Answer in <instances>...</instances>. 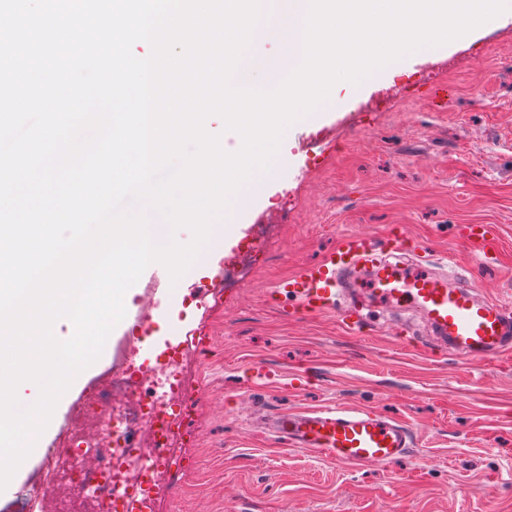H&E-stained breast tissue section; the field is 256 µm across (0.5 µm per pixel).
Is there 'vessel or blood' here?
<instances>
[{"label": "vessel or blood", "instance_id": "1", "mask_svg": "<svg viewBox=\"0 0 512 512\" xmlns=\"http://www.w3.org/2000/svg\"><path fill=\"white\" fill-rule=\"evenodd\" d=\"M404 249L400 233L381 248L369 238L346 236L319 263L280 282L271 293L292 296L303 316L333 313L345 295L347 275L367 264L372 269L368 298L420 315L441 346L461 360L491 363L512 353V308L479 295L474 285L449 286L447 271L420 262L404 271L388 259ZM268 429L291 447L347 466L390 465L412 446L405 424L365 408L336 406L275 415Z\"/></svg>", "mask_w": 512, "mask_h": 512}]
</instances>
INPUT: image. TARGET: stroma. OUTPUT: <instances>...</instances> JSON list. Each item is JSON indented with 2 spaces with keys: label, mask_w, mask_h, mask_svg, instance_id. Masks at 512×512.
<instances>
[{
  "label": "stroma",
  "mask_w": 512,
  "mask_h": 512,
  "mask_svg": "<svg viewBox=\"0 0 512 512\" xmlns=\"http://www.w3.org/2000/svg\"><path fill=\"white\" fill-rule=\"evenodd\" d=\"M287 161L238 217L236 240L209 248L178 293L187 332L208 350L187 369L180 467L158 512H512V355L468 364L415 316L345 298L363 321L290 315L268 290L335 248L394 228L512 303V11L485 29L383 71L339 83L336 99L291 127ZM489 241L470 247L467 227ZM223 288H216V279ZM141 275L107 356L54 414L53 447L89 388L124 354L142 363L155 322ZM144 320L132 329L130 316ZM342 404L405 423L413 446L389 466L354 468L288 447L269 415Z\"/></svg>",
  "instance_id": "1"
}]
</instances>
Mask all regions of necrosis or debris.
I'll return each instance as SVG.
<instances>
[{
    "label": "necrosis or debris",
    "mask_w": 512,
    "mask_h": 512,
    "mask_svg": "<svg viewBox=\"0 0 512 512\" xmlns=\"http://www.w3.org/2000/svg\"><path fill=\"white\" fill-rule=\"evenodd\" d=\"M196 353L186 345L164 364L135 365L124 359L100 380L91 402L72 416L56 448L18 499L16 512H38L54 488L65 487L75 506L112 512L135 491L145 512H157L179 472L174 461L182 444L177 406L184 404L185 367ZM145 432L141 447L123 455L113 449ZM153 457L145 468V457Z\"/></svg>",
    "instance_id": "necrosis-or-debris-1"
}]
</instances>
